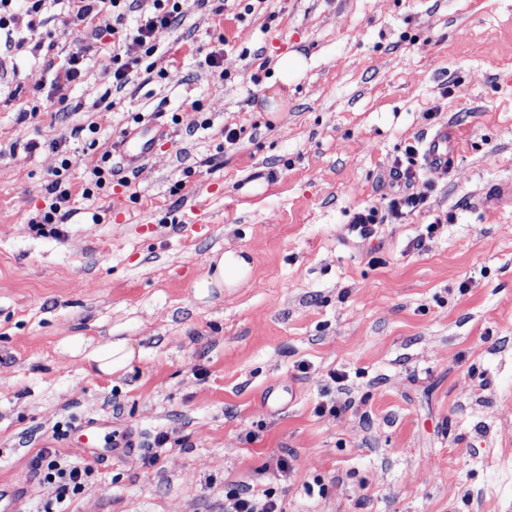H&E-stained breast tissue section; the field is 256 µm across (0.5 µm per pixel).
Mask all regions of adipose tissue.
Returning a JSON list of instances; mask_svg holds the SVG:
<instances>
[{"label": "adipose tissue", "instance_id": "1", "mask_svg": "<svg viewBox=\"0 0 512 512\" xmlns=\"http://www.w3.org/2000/svg\"><path fill=\"white\" fill-rule=\"evenodd\" d=\"M211 273L194 283L195 295L204 299L213 289L234 288L249 276L251 267L240 251L228 249L215 253ZM60 352L77 359L87 372L111 375L127 370L140 352L131 339L122 336H107L98 340L80 334L62 338L58 343Z\"/></svg>", "mask_w": 512, "mask_h": 512}]
</instances>
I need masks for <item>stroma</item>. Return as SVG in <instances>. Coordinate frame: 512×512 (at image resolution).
Here are the masks:
<instances>
[{
    "mask_svg": "<svg viewBox=\"0 0 512 512\" xmlns=\"http://www.w3.org/2000/svg\"><path fill=\"white\" fill-rule=\"evenodd\" d=\"M247 3L186 0L119 91L109 5L61 91L44 58L62 64L84 32L61 26L67 0L34 32L17 6L24 46L0 78V482L27 477L19 512H44L54 488L30 461L54 446L93 469L66 512H222L248 485L285 512H512V203L481 202L512 181V0ZM286 51L307 68L273 110L276 72L258 66ZM140 122L166 136L131 165L114 145ZM91 123L95 140L75 135ZM443 127L453 165L391 218L395 160ZM107 150L117 180L85 199ZM66 156L73 215L33 231ZM372 207L368 235L347 236ZM228 247L248 280L197 299ZM75 333L141 356L86 374L56 348ZM69 422L93 424L95 448L54 440Z\"/></svg>",
    "mask_w": 512,
    "mask_h": 512,
    "instance_id": "obj_1",
    "label": "stroma"
}]
</instances>
